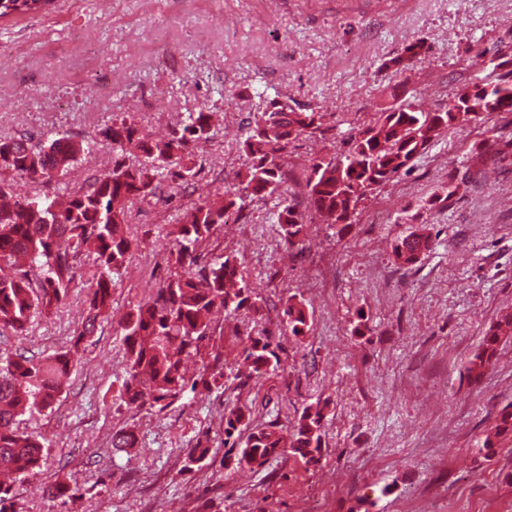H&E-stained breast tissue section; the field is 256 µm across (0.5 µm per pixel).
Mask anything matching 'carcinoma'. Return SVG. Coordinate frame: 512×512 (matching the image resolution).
Segmentation results:
<instances>
[{"label": "carcinoma", "mask_w": 512, "mask_h": 512, "mask_svg": "<svg viewBox=\"0 0 512 512\" xmlns=\"http://www.w3.org/2000/svg\"><path fill=\"white\" fill-rule=\"evenodd\" d=\"M55 0H0V18L49 9ZM424 37L406 44L401 55L383 67L407 70L429 52ZM492 71L459 88L446 108L428 112L412 102H397L378 112L362 131L350 136L339 158L320 157L309 165L306 180L308 206L298 209L288 200V146L300 136L324 135L323 112H297L288 102L273 98L248 121L242 151L245 167L237 174L241 193L218 192L214 198L179 209L178 223L168 233L173 248L167 258L166 278L147 296L132 301L119 326L126 353V376L118 398L128 408L161 411L184 399L223 387L221 338L224 328L214 325V310L256 314L262 302L252 298L241 263L232 256L207 259L203 248L224 225L233 207L246 200L272 201L281 237L288 248L297 246L314 217L338 226L342 234L354 223L365 201L412 167L445 130L463 122L485 124L497 112L512 111V70ZM218 113L204 106L190 112L163 139H154L131 118L114 117L98 128L86 143L58 134L44 145L25 137H0V172H13L43 183H61L98 143L112 145V166L81 187L66 193L21 195L14 184L0 177V335L22 336L32 318H50L70 293L77 259L92 260L94 274L86 294L88 316L73 330L70 345L50 354L15 350L0 352V512H7L14 498V482L44 472L48 449L43 438L25 430L26 418L53 411L80 353V343L96 323L112 313V282L126 269L133 254V240L124 230L128 214L138 203L152 198L173 199L193 187L197 170L195 150L213 141L219 130ZM477 158L512 157V138L496 137L475 147ZM135 157L137 162L129 161ZM472 181L471 170L448 174V187L437 194L445 201ZM426 228L419 227L392 243L396 264L410 267L432 247ZM281 322L294 336H304L309 315L303 302L290 297L282 305ZM512 337V313L490 325L473 354L468 372L480 379L498 355L501 341ZM209 358L211 372L189 377L184 364L192 358ZM277 358L266 328L254 331L244 350V361L257 372ZM323 408L306 407L284 437L274 423L254 428L247 436L249 417L239 409L224 415L226 438L237 436L236 465L261 467L271 458L290 452L314 464L321 453ZM512 442V404L499 413L483 442L485 457L497 454L500 443ZM138 447L133 429L112 435V448L129 452ZM211 456L209 442L197 440L186 459V470ZM50 495L76 503L78 490L59 476Z\"/></svg>", "instance_id": "carcinoma-1"}]
</instances>
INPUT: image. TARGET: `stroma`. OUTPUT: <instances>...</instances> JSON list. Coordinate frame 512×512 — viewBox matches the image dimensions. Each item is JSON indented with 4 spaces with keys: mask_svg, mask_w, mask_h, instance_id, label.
Instances as JSON below:
<instances>
[{
    "mask_svg": "<svg viewBox=\"0 0 512 512\" xmlns=\"http://www.w3.org/2000/svg\"><path fill=\"white\" fill-rule=\"evenodd\" d=\"M430 53L403 73L383 61L413 39ZM512 61V0H64L55 11L0 20V136L91 139L113 116L155 137L208 105L222 126L199 149L190 198L235 190L256 90L298 112H323L328 132L288 149V194L306 207V164L344 154L351 134L395 99L444 109L459 87L489 72L488 54ZM512 138V112L460 124L377 191L348 233L314 221L288 248L272 205L244 206L218 231L210 255L244 263L260 314H215L224 328V386L158 411L137 412L117 393L125 350L113 322L81 345L52 414L26 424L50 445L42 476L18 483L14 512H66L46 486L64 471L81 494L77 512H512V449L480 454L512 403V339L483 379L466 368L483 335L512 310V162L474 161L475 143ZM474 184L446 203L426 202L452 170ZM174 204H137L127 231L134 255L113 290L116 311L158 287L171 246ZM427 224L434 245L415 266L391 256L396 236ZM93 274L80 258L65 304L35 320L9 349L68 346L86 317ZM303 300L310 329L280 327L282 299ZM366 317L365 336L353 335ZM272 333L278 362L238 379L255 324ZM325 402L318 464L292 455L238 469L223 446L224 415L243 407L252 426L290 430L306 406ZM134 428L137 452H114ZM208 434L217 462L188 472L185 458Z\"/></svg>",
    "mask_w": 512,
    "mask_h": 512,
    "instance_id": "stroma-1",
    "label": "stroma"
}]
</instances>
